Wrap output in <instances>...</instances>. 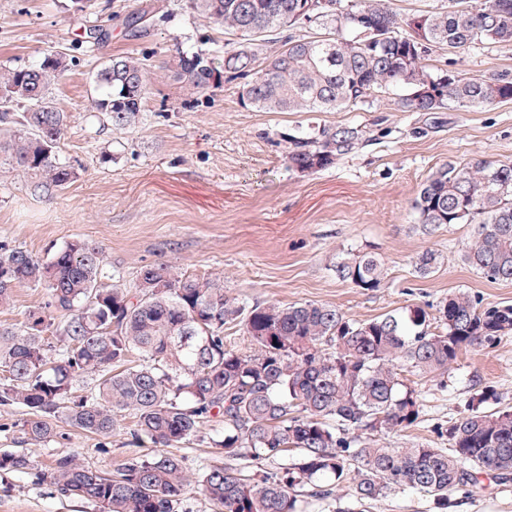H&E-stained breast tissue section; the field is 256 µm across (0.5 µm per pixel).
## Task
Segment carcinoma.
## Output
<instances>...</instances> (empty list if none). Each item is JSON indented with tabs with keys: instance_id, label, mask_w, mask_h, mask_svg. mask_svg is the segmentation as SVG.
I'll return each mask as SVG.
<instances>
[{
	"instance_id": "carcinoma-1",
	"label": "carcinoma",
	"mask_w": 512,
	"mask_h": 512,
	"mask_svg": "<svg viewBox=\"0 0 512 512\" xmlns=\"http://www.w3.org/2000/svg\"><path fill=\"white\" fill-rule=\"evenodd\" d=\"M309 0H191L194 10L238 37L222 61L203 53L179 56L175 77L188 94L211 88V71L242 78L240 100L262 112H331L365 102L376 92L397 96L402 112H437L453 104L483 109L512 102V77L459 79L424 63L430 46L461 51L479 41L512 43V0H448L421 17L413 33L387 0H327L283 49L259 58L258 42L279 29L298 28ZM65 56L49 51L34 65L0 74V153L30 178L35 195L51 197L76 177L56 157L69 115L49 96L64 76ZM102 95L94 107L117 128L135 123L146 76L129 56L98 71ZM364 138L357 126L324 127L288 137V165L322 170ZM417 223L474 224L462 260L491 281H512V162L477 159L448 163L422 184L414 201ZM432 250L415 269L430 274ZM383 263L371 252H348L336 276L377 288ZM101 247L67 242L43 260L0 245V309L14 288L46 291L47 301L19 325H0V406L23 408L17 442L39 445L64 420L107 437L118 418L134 419L132 441L150 445L112 472H99L75 454L50 469L25 451L0 453V472L49 483L92 512H178L189 485L182 460L169 452L207 422L220 425L215 453L240 469L212 468L200 483L216 512H366L396 491L429 497L448 512L449 495L481 487V477L512 475V406L494 386L473 394L468 412L439 435L448 447L388 446L382 438L418 423L421 392L411 377L443 375L464 349L512 335V306H483L455 292L430 313L421 307L370 320L325 304L246 306L217 278L177 273L161 262L141 269L127 288L110 284ZM67 315L57 322L53 313ZM243 326L250 347L228 343L224 326ZM97 376L90 394L73 385ZM294 451L282 471L262 463ZM347 489L350 504L337 490Z\"/></svg>"
}]
</instances>
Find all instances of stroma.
Masks as SVG:
<instances>
[{
	"mask_svg": "<svg viewBox=\"0 0 512 512\" xmlns=\"http://www.w3.org/2000/svg\"><path fill=\"white\" fill-rule=\"evenodd\" d=\"M65 0H0V68L38 63L65 53L67 71L52 98L70 114L57 145L78 176L49 198L32 196L0 165V244L42 259L81 239L103 247L117 281L133 286L143 267L167 262L175 271L220 276L247 305L327 304L358 320L407 308L439 305L466 291L483 305H512V281H489L463 264L471 224L423 231L413 210L425 180L443 164L475 158L512 161V103L493 109L399 112L394 97L332 112H260L239 99L241 80L193 97L173 77L177 53L224 51V29L188 0H94L90 14L74 15ZM146 9L142 32L129 26L133 7ZM105 37L87 38L92 27ZM142 65L147 90L138 121L112 126L93 107L97 72L114 56ZM429 64L451 75L489 78L512 73V43H477L456 53L431 48ZM359 125L366 141L325 169L302 173L286 160L291 134L323 126ZM350 250L378 254L379 287L363 290L337 278V261ZM432 250L441 262L428 276L416 256ZM423 411L417 425L388 444L447 447L438 429L466 411L476 384L495 386L512 405V336L467 349L447 375L419 378ZM122 418L111 436L60 424L52 441L31 447L41 465L78 453L108 471L137 447ZM213 432L203 425L176 448L194 480L185 512H213L197 482L210 468H238L214 456ZM483 488L450 496L448 512H512V479H482ZM0 512H90L79 499L23 474L0 473Z\"/></svg>",
	"mask_w": 512,
	"mask_h": 512,
	"instance_id": "obj_1",
	"label": "stroma"
}]
</instances>
